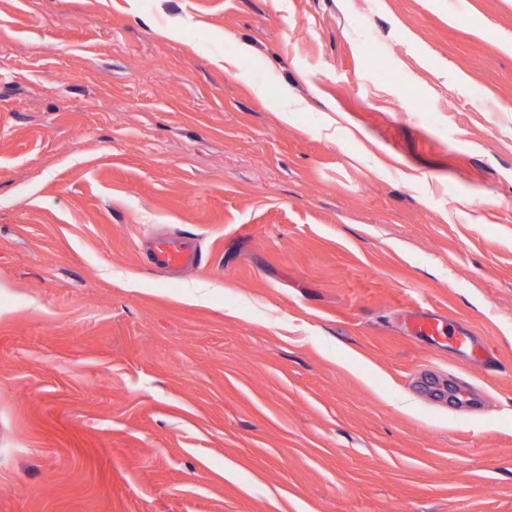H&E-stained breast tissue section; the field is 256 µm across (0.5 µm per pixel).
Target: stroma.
Listing matches in <instances>:
<instances>
[{
  "instance_id": "obj_1",
  "label": "stroma",
  "mask_w": 512,
  "mask_h": 512,
  "mask_svg": "<svg viewBox=\"0 0 512 512\" xmlns=\"http://www.w3.org/2000/svg\"><path fill=\"white\" fill-rule=\"evenodd\" d=\"M0 512H512V0H0ZM154 268L160 272L184 271L200 265V254L186 241L161 235L149 242ZM410 326L413 334L424 337L427 342H436L437 337L446 335L445 327L433 315L423 309L410 313Z\"/></svg>"
}]
</instances>
